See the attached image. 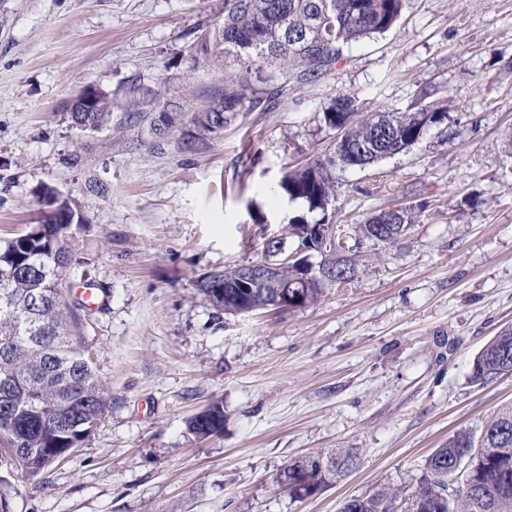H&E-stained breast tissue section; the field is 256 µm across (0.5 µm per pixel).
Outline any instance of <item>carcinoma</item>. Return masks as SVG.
Listing matches in <instances>:
<instances>
[{"instance_id":"cac0c4a2","label":"carcinoma","mask_w":512,"mask_h":512,"mask_svg":"<svg viewBox=\"0 0 512 512\" xmlns=\"http://www.w3.org/2000/svg\"><path fill=\"white\" fill-rule=\"evenodd\" d=\"M403 8L404 0H224L222 16L197 36L185 57L188 74L219 75L207 104L186 110L133 84L126 91V111L169 113L170 135L184 125L197 139L218 136L242 112L275 108L288 87L319 82L335 70L346 48L390 30ZM113 108L112 97L104 93L92 111L80 116L95 131L111 121ZM387 116L391 120L379 127V114L358 118L354 97L337 96L317 115L319 122L342 130L333 151L287 170L279 183L289 202L302 205L288 223L311 235L308 226H322L321 238H312L315 253L320 264L336 271V279L305 289V306L351 282L358 271L351 250L322 249L326 236L345 232L328 214L338 187L336 171L361 169L408 151L446 113L425 105ZM69 217L85 223L78 203L63 197L25 233L0 241V486L15 473L35 478L83 447L109 406V390L85 358L77 307L66 302L62 288L70 263ZM374 228L369 217L353 233L382 247L403 238L390 232L376 238ZM239 276L237 266L214 271L198 281V288L224 314L262 309L266 289L242 297L235 288ZM511 374L508 328L477 354L471 381L487 384ZM188 428L199 438L217 434L224 428L222 406H207L191 417ZM458 458L469 460V493L448 489V464ZM356 463L350 450L300 456L280 469L276 482L303 500L341 479ZM476 496L486 500L485 512H512L511 404L490 417L480 435L463 431L436 449L411 491L382 487L348 499L341 512H477Z\"/></svg>"}]
</instances>
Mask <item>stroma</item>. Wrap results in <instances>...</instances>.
I'll list each match as a JSON object with an SVG mask.
<instances>
[{
  "label": "stroma",
  "mask_w": 512,
  "mask_h": 512,
  "mask_svg": "<svg viewBox=\"0 0 512 512\" xmlns=\"http://www.w3.org/2000/svg\"><path fill=\"white\" fill-rule=\"evenodd\" d=\"M224 0H0V239L26 232L42 190L76 198L64 284L102 288L81 331L108 411L83 448L38 478L10 476L14 512H340L382 487L413 488L425 459L512 404V375L471 383L512 327V0H406L400 21L345 50L218 138L157 139L127 112L138 84L193 108L213 78L184 54ZM95 86L111 126L73 127ZM447 114L409 151L340 173L329 210L355 225L389 207L416 221L398 245H358L351 284L301 308L218 313L204 274L260 259L296 209L286 164L323 158L314 122L339 94L358 115L403 111L424 90ZM224 429L187 422L211 403ZM350 448L356 467L303 501L278 487L290 459Z\"/></svg>",
  "instance_id": "35a3bbf8"
}]
</instances>
